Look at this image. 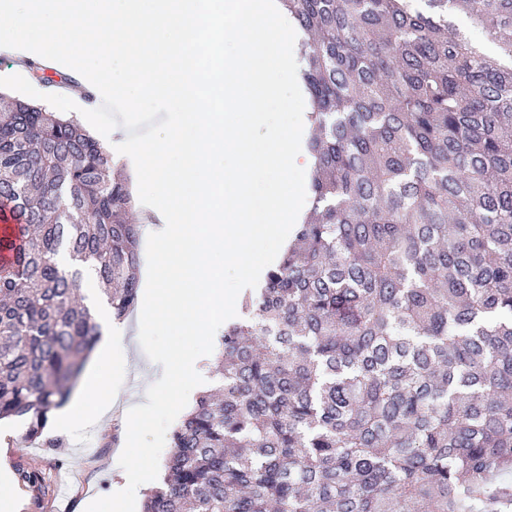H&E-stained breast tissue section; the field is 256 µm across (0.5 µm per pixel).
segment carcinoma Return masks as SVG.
Wrapping results in <instances>:
<instances>
[{"label":"carcinoma","mask_w":512,"mask_h":512,"mask_svg":"<svg viewBox=\"0 0 512 512\" xmlns=\"http://www.w3.org/2000/svg\"><path fill=\"white\" fill-rule=\"evenodd\" d=\"M304 33L312 209L143 512H512V0H281ZM461 12L498 54L454 28ZM112 153L0 93V421L39 438L122 321L143 225Z\"/></svg>","instance_id":"carcinoma-1"}]
</instances>
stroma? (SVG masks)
Segmentation results:
<instances>
[{
	"instance_id": "1",
	"label": "stroma",
	"mask_w": 512,
	"mask_h": 512,
	"mask_svg": "<svg viewBox=\"0 0 512 512\" xmlns=\"http://www.w3.org/2000/svg\"><path fill=\"white\" fill-rule=\"evenodd\" d=\"M112 405L103 419L64 428L49 419L40 441L25 440L19 420L0 425V480L12 482L15 498L0 512H85L94 499L113 493L125 472L118 459L126 429L120 418L146 403V390L163 374L144 353L135 329L112 344ZM36 473V486L18 481L21 472Z\"/></svg>"
}]
</instances>
